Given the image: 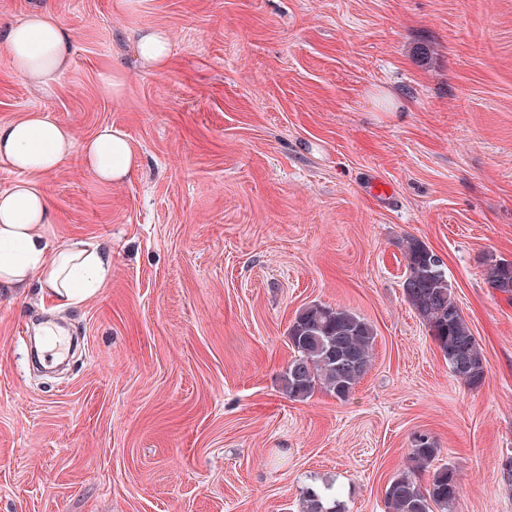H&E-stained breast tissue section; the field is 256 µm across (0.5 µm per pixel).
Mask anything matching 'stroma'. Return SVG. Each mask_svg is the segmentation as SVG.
Segmentation results:
<instances>
[{
	"instance_id": "35a3bbf8",
	"label": "stroma",
	"mask_w": 512,
	"mask_h": 512,
	"mask_svg": "<svg viewBox=\"0 0 512 512\" xmlns=\"http://www.w3.org/2000/svg\"><path fill=\"white\" fill-rule=\"evenodd\" d=\"M43 8L69 66L40 90L0 43V124L111 125L140 165L105 184L74 154L40 179L53 243H100L112 270L56 310L0 288V512H299L311 485L386 512L420 433L457 470L454 512H512V296L484 276L512 262V0H0V23ZM147 27L171 41L155 71ZM413 237L445 262L479 389L405 298ZM314 303L377 332L345 402L282 388ZM136 57L146 69H160L170 55V39L163 29H149L135 39Z\"/></svg>"
}]
</instances>
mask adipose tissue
<instances>
[{"instance_id": "obj_1", "label": "adipose tissue", "mask_w": 512, "mask_h": 512, "mask_svg": "<svg viewBox=\"0 0 512 512\" xmlns=\"http://www.w3.org/2000/svg\"><path fill=\"white\" fill-rule=\"evenodd\" d=\"M0 41L16 71L38 88L48 87L66 66L69 39L51 10L34 11L1 27ZM76 150L104 183L126 180L139 166L127 135L112 126H102L80 142L68 127L41 112L0 124V163L21 174L0 191V287L26 288L33 274H40L44 297L57 308L97 295L112 267L99 244L57 247L46 232L52 212L40 178Z\"/></svg>"}]
</instances>
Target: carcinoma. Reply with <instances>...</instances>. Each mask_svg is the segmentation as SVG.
<instances>
[{"mask_svg":"<svg viewBox=\"0 0 512 512\" xmlns=\"http://www.w3.org/2000/svg\"><path fill=\"white\" fill-rule=\"evenodd\" d=\"M430 253L418 239L406 242V300L440 348L452 376L476 390L486 379V358L454 297L447 271L434 266ZM485 277L491 288L512 294V262L486 259ZM288 335L294 357L282 380L294 400H306L322 390L345 402L371 368L376 331L349 309L311 304L296 314ZM439 452L430 436L413 438L411 469L386 485L388 512H453L459 495L457 474L448 465L433 467ZM301 512L346 510L327 489L308 486L302 491Z\"/></svg>","mask_w":512,"mask_h":512,"instance_id":"1","label":"carcinoma"}]
</instances>
